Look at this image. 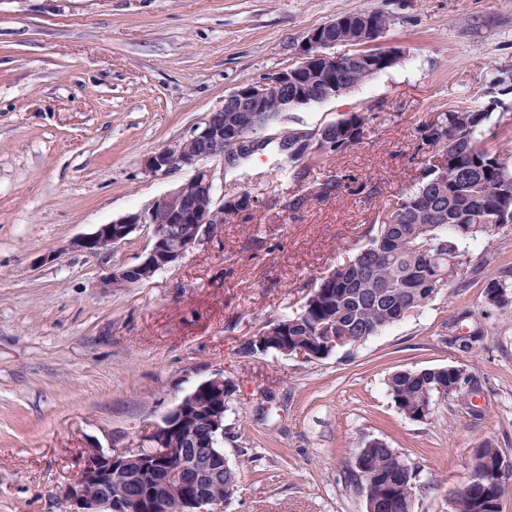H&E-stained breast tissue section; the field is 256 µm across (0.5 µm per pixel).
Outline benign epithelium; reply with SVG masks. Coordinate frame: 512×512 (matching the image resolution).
<instances>
[{
	"label": "benign epithelium",
	"mask_w": 512,
	"mask_h": 512,
	"mask_svg": "<svg viewBox=\"0 0 512 512\" xmlns=\"http://www.w3.org/2000/svg\"><path fill=\"white\" fill-rule=\"evenodd\" d=\"M341 42L359 47L352 53L336 54V32ZM379 29L365 20L349 29V23L337 17L309 31L301 49V61L259 80L240 84L226 99L222 108L210 112L202 125L188 137L165 144L150 153L144 163L145 172L153 177L174 170L193 171L184 184L172 189L151 204L130 212L80 239L74 246L97 254L120 244L141 225L152 227L153 244L140 260L129 266L115 267L109 273L105 288H121L142 282L182 258L202 241L216 224L224 223V213L246 210L253 201L240 194L215 197L217 167H225L236 156L254 147L256 131L274 122L270 117L271 99L278 111L288 112L305 105V87L317 77L326 89V99L345 92L336 84V73L357 68L365 73L377 71L379 59L400 62L395 48L375 45ZM245 112L247 118L234 130L224 132V111ZM311 155H322L336 147V140L324 136L306 139ZM252 352L266 353L274 349L282 354L306 352L288 344L283 328L271 327L249 338ZM232 384L217 376L200 384L162 420L142 431L140 445L104 451L89 448L83 467L63 490L67 512H159L160 504L170 495L180 498L183 512H224L237 487L224 488V468L228 461L224 449L215 442L224 440V412L217 410L209 418L213 439L204 443L183 431V420L195 405L194 398L204 390L216 393L232 390ZM122 472L129 480L141 483L140 494L130 496L112 488V473Z\"/></svg>",
	"instance_id": "obj_1"
}]
</instances>
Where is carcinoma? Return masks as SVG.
I'll list each match as a JSON object with an SVG mask.
<instances>
[{
    "label": "carcinoma",
    "mask_w": 512,
    "mask_h": 512,
    "mask_svg": "<svg viewBox=\"0 0 512 512\" xmlns=\"http://www.w3.org/2000/svg\"><path fill=\"white\" fill-rule=\"evenodd\" d=\"M489 113L456 106L440 113L421 133L424 158L418 187L396 197L391 209L377 220L378 228L366 247L348 261L317 279L299 311L271 323L287 325L293 347L319 350L330 330H350L356 336H374L424 307L448 281L468 273L470 240L489 233V218L512 223V171L499 155L488 150L483 127ZM369 118L357 112L336 122V154L355 146L369 130ZM447 151L454 165H433L439 151ZM343 178L318 184L316 198L337 192ZM507 283L491 280L485 301L508 303ZM466 374L458 366L403 371L388 378V390L406 417L423 420L439 397L461 398ZM232 393L203 392L196 412L205 414L219 403L229 405ZM371 474L370 512H406L414 498L415 474L401 455L381 443L360 450ZM505 491L490 469L481 481L467 479L453 500V512H500Z\"/></svg>",
    "instance_id": "1"
}]
</instances>
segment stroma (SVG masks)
<instances>
[{
    "mask_svg": "<svg viewBox=\"0 0 512 512\" xmlns=\"http://www.w3.org/2000/svg\"><path fill=\"white\" fill-rule=\"evenodd\" d=\"M376 11L401 62L343 95L298 107L264 137L358 112L347 152L283 168L260 151L217 177L249 193L209 237L151 280L103 287L151 245L141 226L112 249L74 240L190 179L146 157L189 136L241 83L298 62L310 29ZM512 0H0V512H66L88 448H133L198 385L234 388L224 455L239 488L226 512H366L357 454L380 440L418 474L415 512H452L477 448L512 459V226L471 241V269L376 336L313 360L246 356L241 343L292 313L319 277L375 234L415 187L423 127L455 105L489 109L487 147L512 166ZM342 176L334 195L311 186ZM460 366L468 403L415 421L387 380Z\"/></svg>",
    "mask_w": 512,
    "mask_h": 512,
    "instance_id": "obj_1",
    "label": "stroma"
}]
</instances>
